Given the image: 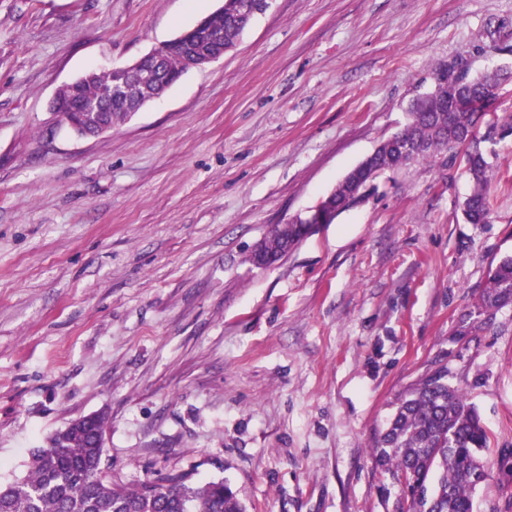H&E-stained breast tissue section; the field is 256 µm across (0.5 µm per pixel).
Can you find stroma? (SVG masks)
Instances as JSON below:
<instances>
[{
  "instance_id": "1",
  "label": "stroma",
  "mask_w": 512,
  "mask_h": 512,
  "mask_svg": "<svg viewBox=\"0 0 512 512\" xmlns=\"http://www.w3.org/2000/svg\"><path fill=\"white\" fill-rule=\"evenodd\" d=\"M224 0H0V485L102 413L103 474L224 481L247 512H397L372 461L429 370L491 435L474 512H512V307L458 330L512 254V135L488 223L449 151L380 173L267 269L273 224L314 205L409 120L442 68L501 70L512 0H272L235 49L94 138L58 89L125 66Z\"/></svg>"
}]
</instances>
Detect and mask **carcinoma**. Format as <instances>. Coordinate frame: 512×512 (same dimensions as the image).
<instances>
[{
	"mask_svg": "<svg viewBox=\"0 0 512 512\" xmlns=\"http://www.w3.org/2000/svg\"><path fill=\"white\" fill-rule=\"evenodd\" d=\"M263 0H224V6L208 17V30L197 32L198 48L211 54L232 49L242 34L245 8L261 9ZM152 79H125L122 101L111 100L114 74L94 72L64 92L70 109L93 104L103 123L113 128L131 117L133 104L161 94L171 79L183 73L182 50L150 62ZM438 89L417 98L410 121L392 135L375 159L376 172L407 166L401 148L420 147L415 159H427L443 149H458L473 184L461 206L465 220L483 224L490 215L488 171L493 153L486 144L512 130L499 117L484 122L486 110L496 100L494 76H473L467 66L454 63L437 74ZM468 97L472 111L453 112L455 96ZM512 305V254L490 268L476 305V320L463 325L460 336L474 328H488L497 313ZM106 418L95 417L88 429L60 431L44 448L36 449L29 473L6 486L0 485V512H246L237 493L222 480L189 483L173 476L147 480L133 489L113 484L96 470L103 449L95 435L104 433ZM490 434L477 409L467 402L462 389L448 383V369L438 368L421 378L397 402L386 428L375 440L372 458L394 479L406 474L420 488L409 512H473V493L486 480L490 467L482 457Z\"/></svg>",
	"mask_w": 512,
	"mask_h": 512,
	"instance_id": "carcinoma-1",
	"label": "carcinoma"
}]
</instances>
